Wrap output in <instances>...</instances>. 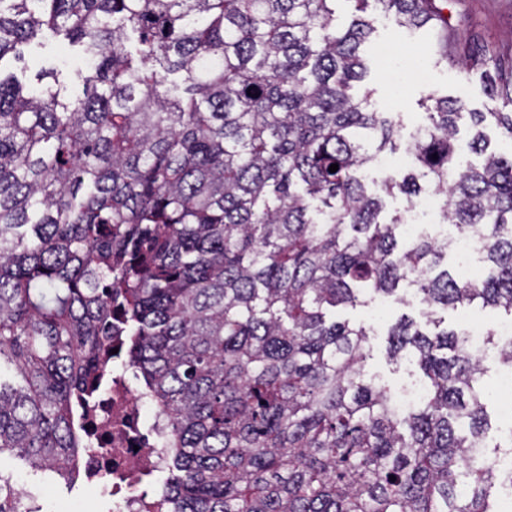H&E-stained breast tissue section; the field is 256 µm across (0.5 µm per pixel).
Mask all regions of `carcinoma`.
I'll return each instance as SVG.
<instances>
[{"label": "carcinoma", "mask_w": 512, "mask_h": 512, "mask_svg": "<svg viewBox=\"0 0 512 512\" xmlns=\"http://www.w3.org/2000/svg\"><path fill=\"white\" fill-rule=\"evenodd\" d=\"M330 2L0 0V455L73 475L77 405L121 336L167 417L178 512H498L493 463L464 467L486 404L463 336L391 326L388 357L414 350L431 382L402 411L366 373V328L324 308L405 282L430 315L512 316V156L479 132L483 163L458 165L463 104L434 100L408 145L421 171L386 191L427 185L485 273L464 283L446 247L399 244L402 215L380 219L361 172L400 123L350 94L370 27L337 26ZM355 2L428 28L439 60L512 103V39L457 43L448 0ZM47 30L78 48L81 93L55 67L10 70ZM486 343L512 369V344ZM23 510L0 474V512Z\"/></svg>", "instance_id": "1"}]
</instances>
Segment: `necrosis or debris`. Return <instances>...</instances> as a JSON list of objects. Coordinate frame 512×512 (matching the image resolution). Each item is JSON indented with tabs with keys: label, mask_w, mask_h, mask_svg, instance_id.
I'll list each match as a JSON object with an SVG mask.
<instances>
[{
	"label": "necrosis or debris",
	"mask_w": 512,
	"mask_h": 512,
	"mask_svg": "<svg viewBox=\"0 0 512 512\" xmlns=\"http://www.w3.org/2000/svg\"><path fill=\"white\" fill-rule=\"evenodd\" d=\"M159 420L153 404L115 371L83 403L81 425L91 445L82 449L77 466L88 484L111 491L113 512H168L161 499L140 488L168 463L155 434Z\"/></svg>",
	"instance_id": "4bbe7bcc"
}]
</instances>
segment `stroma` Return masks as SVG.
Returning a JSON list of instances; mask_svg holds the SVG:
<instances>
[{
    "label": "stroma",
    "instance_id": "obj_1",
    "mask_svg": "<svg viewBox=\"0 0 512 512\" xmlns=\"http://www.w3.org/2000/svg\"><path fill=\"white\" fill-rule=\"evenodd\" d=\"M449 9L458 42H471L476 35L489 42L512 38V0H451ZM364 16L372 26V33L361 48L368 76L359 89L370 92L378 110L399 115L402 140H409L424 126L426 109L423 102L428 96H448L462 99L468 111L459 122L455 140L456 158L461 165L479 161L471 150L475 130L469 115L473 112L485 113L486 119L480 129L492 148L505 154L512 152V140L503 135L493 118L494 113L507 111L508 106L503 99L488 96L480 70L437 62L432 48L434 37L427 28L407 30L397 27L371 7ZM399 157V151H391L389 166L371 167L364 172L369 190L382 196L384 213L388 216L408 209L410 202L399 193L385 194V182L401 180L404 174L419 168L416 159L403 164ZM332 314L337 320L367 328L369 357L366 367L377 382L394 391L408 386H424L425 380L415 361L392 362L386 352L387 328L400 316H408L423 327L428 324L426 308L413 289H400L398 299L389 298L382 302L368 294L363 304L353 308L339 306ZM0 470L11 473L14 488L22 495L37 498L44 512H68L80 498L94 499L97 512H112L111 497L94 495L81 478L65 482L51 473L32 470L8 453L0 456Z\"/></svg>",
    "mask_w": 512,
    "mask_h": 512
}]
</instances>
